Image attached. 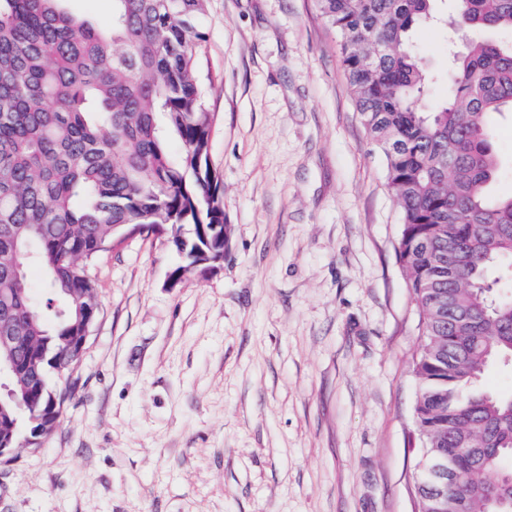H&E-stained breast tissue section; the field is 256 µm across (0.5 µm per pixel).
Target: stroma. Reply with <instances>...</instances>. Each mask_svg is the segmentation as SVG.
Instances as JSON below:
<instances>
[{"mask_svg":"<svg viewBox=\"0 0 512 512\" xmlns=\"http://www.w3.org/2000/svg\"><path fill=\"white\" fill-rule=\"evenodd\" d=\"M196 76L224 266L169 232L86 261L99 303L58 425L0 466V512H416L421 349L381 150L316 0H203ZM447 96L448 35L412 36ZM494 194L512 195V114Z\"/></svg>","mask_w":512,"mask_h":512,"instance_id":"obj_1","label":"stroma"}]
</instances>
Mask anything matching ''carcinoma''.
I'll use <instances>...</instances> for the list:
<instances>
[{"label": "carcinoma", "mask_w": 512, "mask_h": 512, "mask_svg": "<svg viewBox=\"0 0 512 512\" xmlns=\"http://www.w3.org/2000/svg\"><path fill=\"white\" fill-rule=\"evenodd\" d=\"M64 2L0 0V297L13 300L0 308V336L14 326L24 335L12 344L18 403L0 414L20 431L43 427L33 413L51 397L61 409L71 396L30 351H64L98 311L76 259L97 255L116 224H167L189 251L224 239L192 50L203 0H112L106 30ZM434 2L317 0L401 215L397 252L423 343L412 364L416 434L455 460L466 512H512V471L500 470L512 457V396L480 389L490 363L512 362V292L496 293L491 278L512 266V196L490 192L491 116L512 112V43L486 38L512 31V0H452L450 26L474 38L448 66L444 104L427 112L435 76L411 36L436 19ZM17 249L33 254L18 274L4 266Z\"/></svg>", "instance_id": "obj_1"}]
</instances>
